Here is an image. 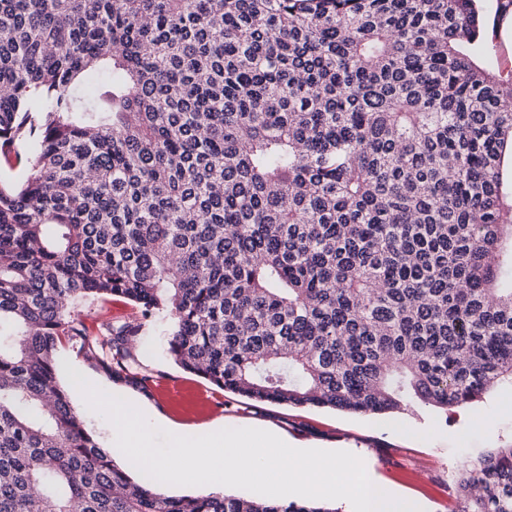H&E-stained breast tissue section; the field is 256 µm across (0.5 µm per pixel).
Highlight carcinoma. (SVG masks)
<instances>
[{
	"label": "carcinoma",
	"instance_id": "obj_1",
	"mask_svg": "<svg viewBox=\"0 0 512 512\" xmlns=\"http://www.w3.org/2000/svg\"><path fill=\"white\" fill-rule=\"evenodd\" d=\"M479 0H0V512H339L166 496L59 385L114 380L140 322L252 400L445 412L512 384V80ZM512 512V445L453 477Z\"/></svg>",
	"mask_w": 512,
	"mask_h": 512
}]
</instances>
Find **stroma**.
Segmentation results:
<instances>
[{
    "instance_id": "35a3bbf8",
    "label": "stroma",
    "mask_w": 512,
    "mask_h": 512,
    "mask_svg": "<svg viewBox=\"0 0 512 512\" xmlns=\"http://www.w3.org/2000/svg\"><path fill=\"white\" fill-rule=\"evenodd\" d=\"M484 16L485 64L497 75L512 76V0H481ZM138 316L137 309L119 297L92 299L80 317L96 330L104 321ZM169 322L157 313L143 320L134 355L152 386L142 389L114 381L89 366L73 348L62 351L58 378L70 400L121 466L129 461L115 450V431L91 411L72 386L68 373L78 370L104 391L123 397L195 435L214 421L231 428L269 425L284 437L325 450H344L360 457L367 472L413 500L422 512H450L455 506L451 477L461 462L512 443V387L492 390L479 402L452 414L418 406L397 415L350 414L316 407H288L235 396L179 367L167 352Z\"/></svg>"
}]
</instances>
